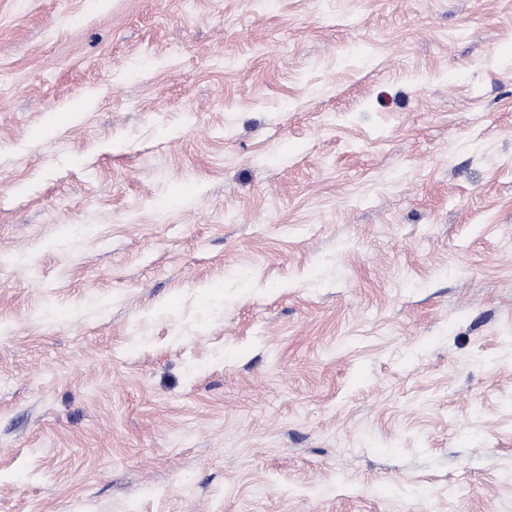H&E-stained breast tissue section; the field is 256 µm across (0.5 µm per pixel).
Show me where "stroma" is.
I'll list each match as a JSON object with an SVG mask.
<instances>
[{
    "instance_id": "35a3bbf8",
    "label": "stroma",
    "mask_w": 512,
    "mask_h": 512,
    "mask_svg": "<svg viewBox=\"0 0 512 512\" xmlns=\"http://www.w3.org/2000/svg\"><path fill=\"white\" fill-rule=\"evenodd\" d=\"M0 512H512V0H0Z\"/></svg>"
}]
</instances>
